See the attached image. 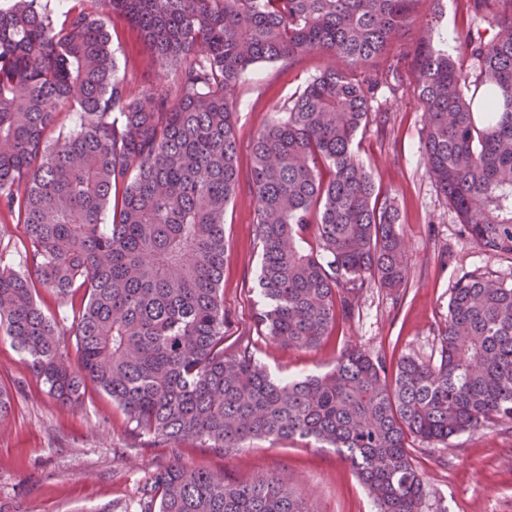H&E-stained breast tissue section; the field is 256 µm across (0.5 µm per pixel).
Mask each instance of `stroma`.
Here are the masks:
<instances>
[{
    "instance_id": "obj_1",
    "label": "stroma",
    "mask_w": 512,
    "mask_h": 512,
    "mask_svg": "<svg viewBox=\"0 0 512 512\" xmlns=\"http://www.w3.org/2000/svg\"><path fill=\"white\" fill-rule=\"evenodd\" d=\"M468 0H419L413 23L392 54L425 32L453 38L470 23ZM118 75L131 93L150 82L174 83L126 20H112ZM322 52L292 64L261 63L239 81L234 101L241 139L271 122L325 69L338 66ZM418 66L406 59L397 90L381 89L354 152L381 195L392 198L405 244L408 278L399 290L370 288L353 315L308 349H289L264 336L257 324L261 249L254 234L257 201L248 177L249 150L238 157L239 187L224 212V346L247 340L257 358L282 378L327 372L347 349L385 359L395 368L405 355L429 362L448 315L456 282L476 275L512 281V255H491L464 232L426 171L421 146L424 112L416 86ZM0 386L12 397L0 421V512H130L145 478L174 461L252 482L279 474L300 493L308 512H376L354 470L332 448L304 441L257 440L226 456L187 440L176 448L140 444L128 415L93 384L82 403L59 404L9 339H0ZM423 480L420 512H512V424H487L447 442L408 439Z\"/></svg>"
}]
</instances>
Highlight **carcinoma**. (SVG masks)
I'll return each mask as SVG.
<instances>
[{"label": "carcinoma", "mask_w": 512, "mask_h": 512, "mask_svg": "<svg viewBox=\"0 0 512 512\" xmlns=\"http://www.w3.org/2000/svg\"><path fill=\"white\" fill-rule=\"evenodd\" d=\"M419 0H0V239L25 229L18 265L0 257V335L60 402L90 382L146 444L186 439L229 455L256 439L337 449L378 512H420L410 437L445 442L512 424V283L461 280L439 358L386 361L347 350L324 374L276 380L252 345L224 347V211L238 185L234 90L259 63L310 51L341 59L249 139L261 332L310 348L364 290L406 280L396 209L356 159L370 101L400 83L388 55ZM499 29L456 40L466 72L421 39L418 98L430 177L471 240L512 255V0H469ZM136 27L175 86L130 93L112 15ZM79 122L66 124L71 112ZM313 238L311 246L307 238ZM52 295L64 316L45 311ZM76 338L78 367L63 339ZM134 512H307L285 479L230 481L176 462L150 474Z\"/></svg>", "instance_id": "1"}]
</instances>
